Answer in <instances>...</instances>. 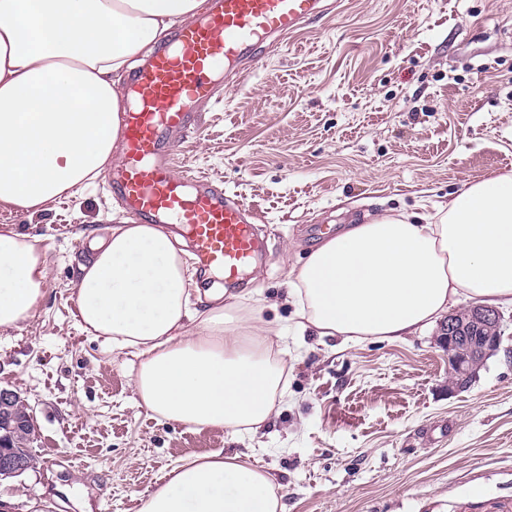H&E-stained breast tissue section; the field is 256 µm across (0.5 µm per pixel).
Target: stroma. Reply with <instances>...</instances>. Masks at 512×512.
<instances>
[{
    "label": "stroma",
    "mask_w": 512,
    "mask_h": 512,
    "mask_svg": "<svg viewBox=\"0 0 512 512\" xmlns=\"http://www.w3.org/2000/svg\"><path fill=\"white\" fill-rule=\"evenodd\" d=\"M201 105L171 160L254 214L264 244L244 288L287 330V395L255 434L165 424L138 405V361L75 316L89 237L130 220L105 179L46 210L0 205L39 236L48 292L0 328V388L30 406L35 468L0 481L6 512H139L192 455L241 454L286 512H512V307L500 351L448 390L437 326L396 341L297 332L288 272L321 240L392 212L425 214L512 172V0H345Z\"/></svg>",
    "instance_id": "1"
}]
</instances>
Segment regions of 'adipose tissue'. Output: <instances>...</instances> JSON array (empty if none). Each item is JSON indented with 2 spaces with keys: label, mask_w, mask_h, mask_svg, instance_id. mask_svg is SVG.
<instances>
[{
  "label": "adipose tissue",
  "mask_w": 512,
  "mask_h": 512,
  "mask_svg": "<svg viewBox=\"0 0 512 512\" xmlns=\"http://www.w3.org/2000/svg\"><path fill=\"white\" fill-rule=\"evenodd\" d=\"M205 0H0V204L31 212L106 170L121 135L123 72ZM39 237L0 231V328L47 294ZM78 269L83 331L138 359L152 417L258 432L284 395L264 300L199 290L185 241L156 224L93 239ZM300 330L390 340L459 297L512 306V172L467 183L434 212L384 215L324 241L288 274ZM142 512H283L271 476L209 453L172 468Z\"/></svg>",
  "instance_id": "1"
}]
</instances>
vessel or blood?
Returning <instances> with one entry per match:
<instances>
[{
  "mask_svg": "<svg viewBox=\"0 0 512 512\" xmlns=\"http://www.w3.org/2000/svg\"><path fill=\"white\" fill-rule=\"evenodd\" d=\"M321 0H211L209 10L179 26L137 80L123 117V148L113 159L115 192L130 200L134 219L180 225L206 266L238 281L254 258L256 240L243 201L206 177L177 176L169 156L238 67L256 62L308 26Z\"/></svg>",
  "mask_w": 512,
  "mask_h": 512,
  "instance_id": "b4317fda",
  "label": "vessel or blood"
}]
</instances>
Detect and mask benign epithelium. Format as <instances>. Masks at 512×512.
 <instances>
[{"label": "benign epithelium", "mask_w": 512, "mask_h": 512, "mask_svg": "<svg viewBox=\"0 0 512 512\" xmlns=\"http://www.w3.org/2000/svg\"><path fill=\"white\" fill-rule=\"evenodd\" d=\"M503 330L501 313L493 306L475 303L448 316L440 324L439 347L448 356V391L462 390L476 378L478 369L500 348ZM34 438V421L20 397L0 389V481L35 467L28 450ZM27 447L21 453L16 443Z\"/></svg>", "instance_id": "benign-epithelium-1"}]
</instances>
